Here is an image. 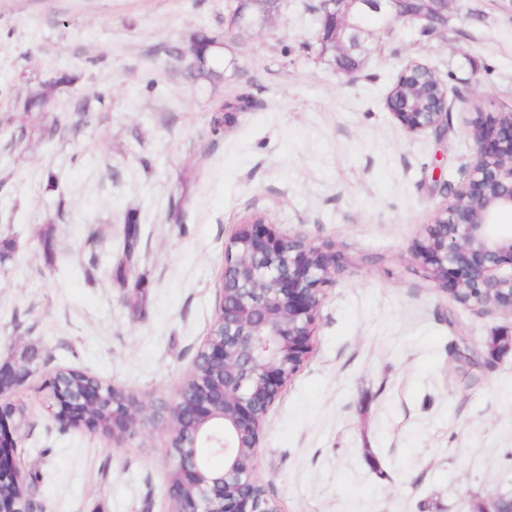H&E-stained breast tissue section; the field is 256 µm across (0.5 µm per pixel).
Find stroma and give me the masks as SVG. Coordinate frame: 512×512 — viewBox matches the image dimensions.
Returning a JSON list of instances; mask_svg holds the SVG:
<instances>
[{
	"label": "stroma",
	"mask_w": 512,
	"mask_h": 512,
	"mask_svg": "<svg viewBox=\"0 0 512 512\" xmlns=\"http://www.w3.org/2000/svg\"><path fill=\"white\" fill-rule=\"evenodd\" d=\"M314 3L281 0L270 28L226 43L214 86L165 49L223 34L229 0H0V239L15 244L0 264V367L38 353L12 400L47 512H169L168 433L116 444L60 430L45 382L74 367L174 403L219 307L225 247L255 218L339 266L314 352L252 458L281 512H480L512 498V313L458 304L411 257L442 185L475 161L473 112H512V0H449L431 32L397 22L351 77L318 56ZM413 61L448 92L444 139L387 107ZM59 73L72 81L53 107L25 114L29 89ZM238 97L249 108L212 136V112ZM130 214L141 262L120 281L112 255ZM453 319L476 346L509 345L458 363Z\"/></svg>",
	"instance_id": "1"
}]
</instances>
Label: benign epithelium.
<instances>
[{
	"label": "benign epithelium",
	"mask_w": 512,
	"mask_h": 512,
	"mask_svg": "<svg viewBox=\"0 0 512 512\" xmlns=\"http://www.w3.org/2000/svg\"><path fill=\"white\" fill-rule=\"evenodd\" d=\"M236 0L235 33L264 29L271 20L253 18ZM448 0H319L323 23H332V34L322 40L323 50L342 61L373 40L374 31L359 24L367 10L387 19L382 30L407 16L425 21L433 30L445 18ZM388 107L409 132H448V94L435 112H411L388 97ZM477 146L474 165L462 184L450 191L426 235L412 251L437 288L449 292L463 306L492 308L512 313V226L498 222L504 210L512 211V112L495 116L482 112L470 122ZM245 246V255L236 248ZM336 275V259L327 248L300 234L277 232L263 221L248 222L236 231L226 248L221 302L216 324L224 335H209L202 360L221 369L210 389L190 394L180 388L171 405L147 407L132 393L112 387V442L119 444L139 429L169 432L172 471L170 512H279L262 506L254 486L258 479L240 464L239 449L255 452L264 418L282 389L301 369L314 350L317 313L324 287ZM29 375L23 365L0 373V487L24 489L31 472L21 473L15 453L18 424L12 390ZM55 420L95 431L91 406L99 403L93 390L65 392L51 387ZM224 456V468L214 469L202 449ZM0 512H43L31 496L0 498Z\"/></svg>",
	"instance_id": "obj_1"
}]
</instances>
